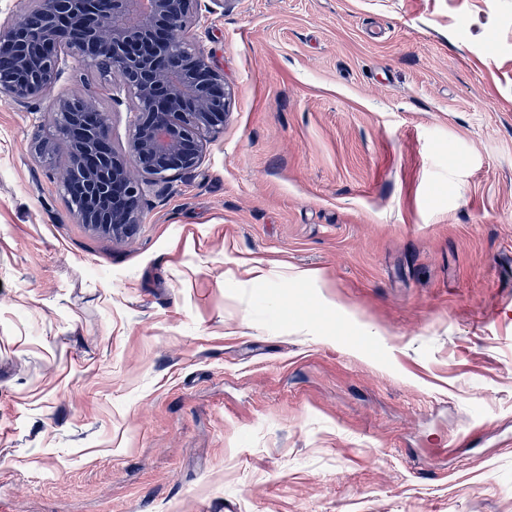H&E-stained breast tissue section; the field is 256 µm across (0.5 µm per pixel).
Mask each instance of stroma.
Listing matches in <instances>:
<instances>
[{"mask_svg": "<svg viewBox=\"0 0 512 512\" xmlns=\"http://www.w3.org/2000/svg\"><path fill=\"white\" fill-rule=\"evenodd\" d=\"M197 38L224 132L123 242L33 156L50 100L0 98V512H512V0H225ZM120 84L54 88L118 151Z\"/></svg>", "mask_w": 512, "mask_h": 512, "instance_id": "stroma-1", "label": "stroma"}]
</instances>
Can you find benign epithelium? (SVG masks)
Here are the masks:
<instances>
[{
  "label": "benign epithelium",
  "mask_w": 512,
  "mask_h": 512,
  "mask_svg": "<svg viewBox=\"0 0 512 512\" xmlns=\"http://www.w3.org/2000/svg\"><path fill=\"white\" fill-rule=\"evenodd\" d=\"M223 0H24L0 17V97L29 107L58 81L61 55L85 67L100 59L121 77L133 114L124 152L112 146L108 113L94 92L60 95L53 133L33 153L51 162L66 151L61 181L81 223L115 241L141 223L143 184L165 183L199 165L224 130V74L199 49L192 30Z\"/></svg>",
  "instance_id": "1"
}]
</instances>
